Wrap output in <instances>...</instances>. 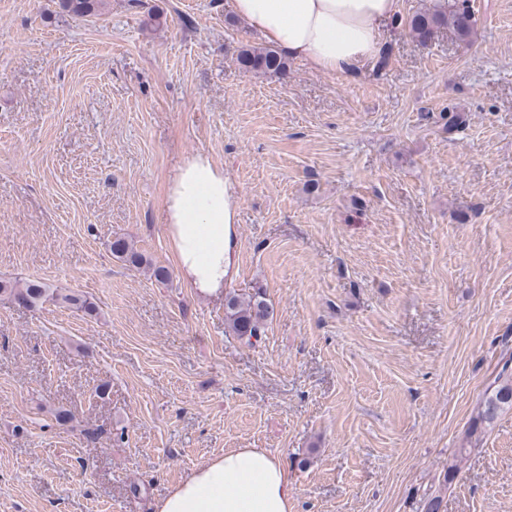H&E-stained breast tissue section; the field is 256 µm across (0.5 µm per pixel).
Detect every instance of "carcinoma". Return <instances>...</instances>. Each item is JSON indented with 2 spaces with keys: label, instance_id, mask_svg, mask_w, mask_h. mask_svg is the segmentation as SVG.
<instances>
[{
  "label": "carcinoma",
  "instance_id": "1",
  "mask_svg": "<svg viewBox=\"0 0 512 512\" xmlns=\"http://www.w3.org/2000/svg\"><path fill=\"white\" fill-rule=\"evenodd\" d=\"M61 12L85 18L99 14L107 7V0H55ZM396 25L408 28L410 34L426 46L444 27H451L465 43H471L474 29V16L468 0H456L450 6L440 2L424 11L397 20ZM236 61L242 69L273 77L288 74V60L277 49L270 46L239 47ZM110 252L116 258L134 268H145L155 280L166 282L171 273L164 266L148 262L135 244L126 237L117 236L109 244ZM0 298L20 306L34 309L46 301H62L90 315L94 307L87 300L74 295L59 292L45 282L35 280H0ZM226 321L233 335L246 341L258 339L264 334L265 324L270 316V307L260 293L244 298L236 293L226 297ZM512 409V359L504 360L480 401L475 416L462 438L460 453L474 447L480 434L491 425L505 410Z\"/></svg>",
  "mask_w": 512,
  "mask_h": 512
}]
</instances>
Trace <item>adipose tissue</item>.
I'll use <instances>...</instances> for the list:
<instances>
[{"label":"adipose tissue","instance_id":"ef3b65f1","mask_svg":"<svg viewBox=\"0 0 512 512\" xmlns=\"http://www.w3.org/2000/svg\"><path fill=\"white\" fill-rule=\"evenodd\" d=\"M400 0H231L233 13L264 41L315 71L349 75L381 52L379 31ZM231 179L206 154L184 157L163 207L178 272L203 296L218 294L240 243ZM293 484L283 461L262 448H239L205 461L156 512H292Z\"/></svg>","mask_w":512,"mask_h":512}]
</instances>
